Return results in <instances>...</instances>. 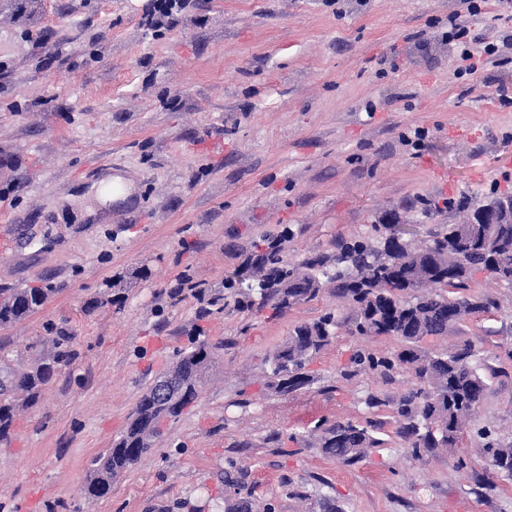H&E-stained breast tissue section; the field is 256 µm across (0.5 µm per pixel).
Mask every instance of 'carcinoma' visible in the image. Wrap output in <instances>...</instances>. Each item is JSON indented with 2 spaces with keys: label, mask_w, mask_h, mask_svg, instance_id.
<instances>
[{
  "label": "carcinoma",
  "mask_w": 512,
  "mask_h": 512,
  "mask_svg": "<svg viewBox=\"0 0 512 512\" xmlns=\"http://www.w3.org/2000/svg\"><path fill=\"white\" fill-rule=\"evenodd\" d=\"M389 235L375 242L361 237L336 245V254L318 256L288 268L278 246L254 255L255 276L235 302L245 311L271 306L277 313L315 299L324 284L354 304L350 333L360 338L394 336L400 347L387 356L360 349L352 358L351 377L361 370L375 371L391 379L401 370L414 374V386L392 402L398 434L411 456L420 458L436 448H453L464 423L476 414L487 388V365L474 345L466 342L441 355L422 352L418 343L426 336H441L469 316L497 309L489 299H472L468 290L478 269L512 282V224H450L416 245L395 225ZM51 288L0 289V326L25 319L46 302ZM339 320L328 313L289 333L270 358L268 385L288 393L309 382L306 365L335 339ZM72 337L62 333L53 350L35 356L29 367L17 373L0 368V441L11 435L19 408L36 404L52 381L58 365L68 361ZM224 343L202 342L176 353L167 372L184 390L169 403L150 386L138 400L124 433L112 448L92 461L83 488L89 497L102 498L112 481L131 469L152 447L158 435L156 423L175 419L197 396V385L207 365ZM321 452L346 465L361 461L371 448L384 441L376 436L373 421L323 423L318 426ZM488 452L494 473L512 480V444L492 440Z\"/></svg>",
  "instance_id": "carcinoma-1"
}]
</instances>
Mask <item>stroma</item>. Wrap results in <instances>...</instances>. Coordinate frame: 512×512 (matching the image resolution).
<instances>
[{
    "label": "stroma",
    "instance_id": "1",
    "mask_svg": "<svg viewBox=\"0 0 512 512\" xmlns=\"http://www.w3.org/2000/svg\"><path fill=\"white\" fill-rule=\"evenodd\" d=\"M469 37L512 36V0H477ZM457 0H11L0 8V288H47L25 320L0 328V355L27 368L31 344L72 338L36 405L0 443V512H512L475 426L512 440V285L478 271L493 297L429 353L472 342L492 367L474 424L421 459L396 433L388 399L408 373L342 377L360 339L332 285L285 313L209 306L248 259L291 237L289 263L334 251L396 212L408 239L459 223L457 206L512 193V53L471 75L444 41ZM423 129L420 147L400 137ZM127 202L88 213L108 175ZM337 313L310 382L268 388L267 358L293 329ZM224 347L193 406L150 452L92 499L91 463L142 393L190 347ZM378 421L384 445L354 465L326 456L323 420ZM236 467L240 487L225 488Z\"/></svg>",
    "mask_w": 512,
    "mask_h": 512
}]
</instances>
